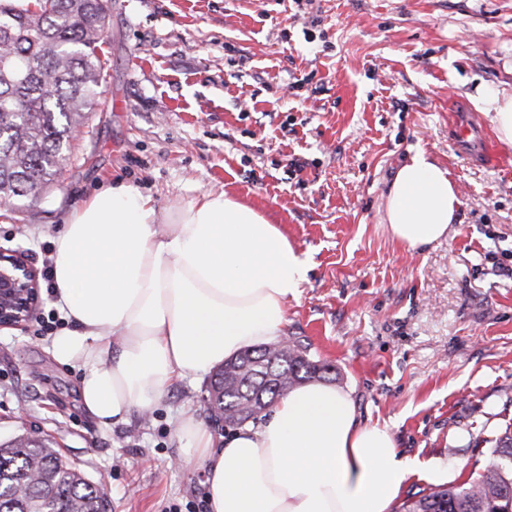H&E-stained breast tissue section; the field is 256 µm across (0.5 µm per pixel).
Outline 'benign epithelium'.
Here are the masks:
<instances>
[{
  "instance_id": "benign-epithelium-1",
  "label": "benign epithelium",
  "mask_w": 512,
  "mask_h": 512,
  "mask_svg": "<svg viewBox=\"0 0 512 512\" xmlns=\"http://www.w3.org/2000/svg\"><path fill=\"white\" fill-rule=\"evenodd\" d=\"M39 301L36 270L19 249H0V326H18Z\"/></svg>"
}]
</instances>
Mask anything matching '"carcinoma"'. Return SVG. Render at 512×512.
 I'll use <instances>...</instances> for the list:
<instances>
[{
	"mask_svg": "<svg viewBox=\"0 0 512 512\" xmlns=\"http://www.w3.org/2000/svg\"><path fill=\"white\" fill-rule=\"evenodd\" d=\"M108 0H0V192L35 197L58 181L70 159L71 131L87 124L106 89L102 40ZM242 369L212 375L209 403L224 426L254 422L305 382H333L332 367L295 340L288 353L237 355ZM257 410L242 415L241 406ZM494 460L478 479L432 488L403 512H512V428L494 440ZM0 512H107L101 484L88 479L48 438L0 443Z\"/></svg>",
	"mask_w": 512,
	"mask_h": 512,
	"instance_id": "obj_1",
	"label": "carcinoma"
}]
</instances>
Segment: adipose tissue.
<instances>
[{"mask_svg": "<svg viewBox=\"0 0 512 512\" xmlns=\"http://www.w3.org/2000/svg\"><path fill=\"white\" fill-rule=\"evenodd\" d=\"M512 148V93L478 90ZM460 206L448 169L418 151L396 172L385 222L416 248L447 234ZM150 196L118 182L69 213L54 242V304L65 322L47 350L78 369L87 413L108 428L157 407L174 383L282 336L309 262L278 225L207 191L166 226ZM177 436L206 470L210 512H391L407 482L455 470L402 456L387 429L363 424L351 391L292 389L258 424L216 438L193 415Z\"/></svg>", "mask_w": 512, "mask_h": 512, "instance_id": "adipose-tissue-1", "label": "adipose tissue"}]
</instances>
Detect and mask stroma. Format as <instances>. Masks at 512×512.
<instances>
[{
  "mask_svg": "<svg viewBox=\"0 0 512 512\" xmlns=\"http://www.w3.org/2000/svg\"><path fill=\"white\" fill-rule=\"evenodd\" d=\"M103 38L107 90L56 184L0 209V246L45 270L71 209L117 180L164 215L227 192L308 258L285 334L339 371L361 420L408 458L483 474L512 427V149L479 164L448 126L492 130L478 88L512 93V0H109ZM419 149L461 205L411 250L385 199ZM39 288L34 315L0 329V441L52 437L104 481L109 512H208L205 469L176 434L207 381L100 428L78 371L46 350L64 323Z\"/></svg>",
  "mask_w": 512,
  "mask_h": 512,
  "instance_id": "obj_1",
  "label": "stroma"
}]
</instances>
